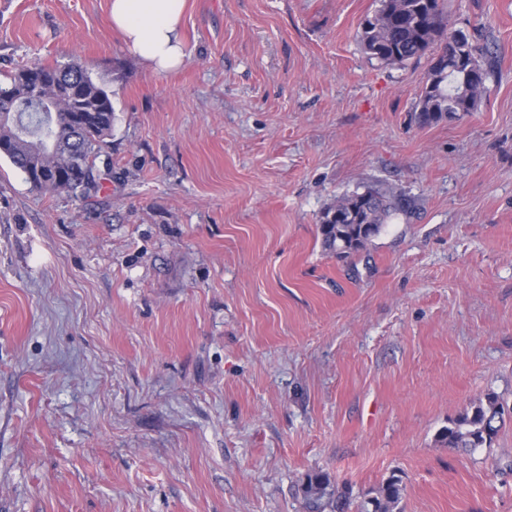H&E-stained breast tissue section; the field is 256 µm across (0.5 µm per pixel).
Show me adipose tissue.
<instances>
[{
    "mask_svg": "<svg viewBox=\"0 0 512 512\" xmlns=\"http://www.w3.org/2000/svg\"><path fill=\"white\" fill-rule=\"evenodd\" d=\"M186 0H110V21L127 50L150 70L166 73L186 57Z\"/></svg>",
    "mask_w": 512,
    "mask_h": 512,
    "instance_id": "ef3b65f1",
    "label": "adipose tissue"
}]
</instances>
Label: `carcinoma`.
<instances>
[{
    "label": "carcinoma",
    "instance_id": "obj_1",
    "mask_svg": "<svg viewBox=\"0 0 512 512\" xmlns=\"http://www.w3.org/2000/svg\"><path fill=\"white\" fill-rule=\"evenodd\" d=\"M380 2L361 23L360 43L370 58L401 64L440 44L423 82L418 123L426 126L461 110L476 111L493 67L492 53L475 45L471 59L458 63L452 51L457 31L448 28L444 0ZM8 101L14 102L16 118L0 123V142L7 145L3 155L31 188L82 197L97 192L96 161L108 147L114 113L110 95L84 65L20 68L0 84V102ZM402 208L400 195L388 189L346 195L320 217L323 244L340 257L356 253ZM504 413V405L490 393L448 420L440 441L450 448H489L505 424ZM402 491L400 479L389 477L362 502L361 512H392ZM302 492L307 512H348L351 504L350 494L333 488L323 473L307 475Z\"/></svg>",
    "mask_w": 512,
    "mask_h": 512
}]
</instances>
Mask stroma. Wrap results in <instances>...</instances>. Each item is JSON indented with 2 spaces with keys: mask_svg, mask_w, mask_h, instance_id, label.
<instances>
[{
  "mask_svg": "<svg viewBox=\"0 0 512 512\" xmlns=\"http://www.w3.org/2000/svg\"><path fill=\"white\" fill-rule=\"evenodd\" d=\"M379 0H187L157 74L109 0H0V74L82 62L112 97L101 186L31 191L0 156V512H512V0H445L494 55L474 112L415 119L431 58H369ZM390 188L404 209L339 259L319 218ZM505 408L496 395L487 394L470 409L449 419L440 441L450 448L475 450L491 447L502 430ZM333 487L326 474H308L302 484L307 511L347 512L351 504L349 492H339ZM400 479L392 476L369 494L360 505L362 512H391L402 497L403 487Z\"/></svg>",
  "mask_w": 512,
  "mask_h": 512,
  "instance_id": "stroma-1",
  "label": "stroma"
}]
</instances>
